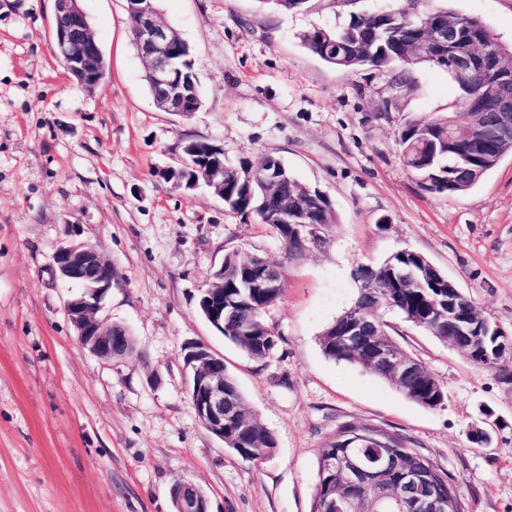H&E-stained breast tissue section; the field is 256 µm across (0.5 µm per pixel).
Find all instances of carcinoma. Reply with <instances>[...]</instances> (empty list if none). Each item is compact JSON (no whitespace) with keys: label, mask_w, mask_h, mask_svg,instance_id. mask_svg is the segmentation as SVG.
<instances>
[{"label":"carcinoma","mask_w":512,"mask_h":512,"mask_svg":"<svg viewBox=\"0 0 512 512\" xmlns=\"http://www.w3.org/2000/svg\"><path fill=\"white\" fill-rule=\"evenodd\" d=\"M416 0H397L392 8L394 15L380 13H349V21L342 28H314L303 35L305 47L328 65L344 71L372 68L389 76L392 89L413 87L414 69L424 63L445 66L447 62L433 56L415 55V44L422 34L452 19L468 32L476 31L481 21L475 17L459 15L449 10H436L423 16L415 14ZM178 65L188 85H195V60L190 49H185ZM459 127L452 117L444 116L431 121L410 120L401 128L398 137L403 164L417 180H423L431 170L442 174L448 171L451 156L458 153L462 143H448V126ZM276 161L268 155L254 164L242 160L237 164L224 163V207L242 217H253L261 222L265 209V187L258 180L266 165ZM475 186L474 181L450 187L435 184L425 187L432 193L450 195L464 193ZM244 259L236 252L224 255V296L233 297L240 306L233 312L224 313V337L254 359L264 360L275 351L278 337L272 335L265 320V312L279 301L282 289L251 286L242 267ZM406 272L426 269V258L415 251L402 250L392 254L376 268L377 287L362 283L360 295L372 291L382 304L381 312L400 316L405 322H422L421 329L446 341L453 330L448 321V288H436L427 279L422 286H416L411 279L403 282L394 279L393 268ZM349 310L336 318L320 337L323 353L330 359L350 364L365 365V358L344 351L335 345L336 332L353 317ZM498 337L488 332L476 333L468 340V356L472 363L483 370L495 371L512 376V354L498 356L493 353ZM415 373L408 377L400 391L413 402L436 407L445 399V392L432 372L419 360H414ZM412 441L403 434L374 425L341 424L336 432L320 449L318 455V483L311 512H324L328 497L343 489L342 473L331 468V461L341 462L346 457L358 455L364 463L374 468L379 455L393 459L395 469L389 475V482H398V475L409 466L423 470L425 488L437 491V487L448 484L449 473L435 465L420 450L411 447ZM275 448L273 436L257 423H252L248 433L241 436V447L233 449L245 460L269 456ZM349 492L357 499L363 512H413L412 501L381 499L375 485L351 488Z\"/></svg>","instance_id":"carcinoma-1"}]
</instances>
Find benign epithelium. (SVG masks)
Here are the masks:
<instances>
[{"label": "benign epithelium", "mask_w": 512, "mask_h": 512, "mask_svg": "<svg viewBox=\"0 0 512 512\" xmlns=\"http://www.w3.org/2000/svg\"><path fill=\"white\" fill-rule=\"evenodd\" d=\"M132 19V38L144 65V78L153 92V103L167 112L188 117L199 109L182 92L183 78L176 66V57L183 50L180 37L165 24L153 5V0H126ZM54 49L64 61L70 75L85 88L93 90L106 76L101 47L78 0H55ZM491 35L463 38L452 22L436 28L430 47L448 49L445 59L461 86L471 90L464 107L469 116L464 126L470 154L485 162L496 160L495 144L512 142V65L490 46ZM482 76L487 87L475 84ZM209 155L204 186L219 198H224V149L203 140ZM295 179L288 176L284 165L266 173L269 194L288 197V188ZM272 224H286L288 243L316 245L322 240L324 225L314 220V212L302 208L288 212L282 208L269 217ZM55 270L66 281L80 288L65 304L68 319L76 331L79 343L92 355L110 361L127 355L133 342L129 330L100 316L104 294L118 281L117 271L99 247L89 241L69 242L53 253ZM259 277L254 283L273 287L278 283L277 266L265 262L258 266ZM199 307L204 317L218 330H224V269L214 273V281L204 291ZM375 321L356 317L351 331L342 335L341 345L353 349L360 336H379ZM371 360L384 369L394 383L405 380L412 371V362L398 348L374 344L369 350ZM186 369L190 376V400L196 417L204 428L231 446L234 441L224 438V421L237 418L238 409L224 392V358L205 347H187ZM175 512H209L205 493L195 484L179 480L171 488Z\"/></svg>", "instance_id": "7a95c632"}]
</instances>
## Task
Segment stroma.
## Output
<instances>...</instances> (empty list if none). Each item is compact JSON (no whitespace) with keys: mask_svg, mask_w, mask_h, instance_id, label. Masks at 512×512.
<instances>
[{"mask_svg":"<svg viewBox=\"0 0 512 512\" xmlns=\"http://www.w3.org/2000/svg\"><path fill=\"white\" fill-rule=\"evenodd\" d=\"M393 5L308 0L287 12L270 0H159L196 60L202 105L184 118L152 102L126 0H81L109 66L92 92L54 53L55 0H0V512H173L178 480L199 486L210 512H310L319 451L345 422L411 438L451 473L466 512H512V378L398 322L395 341L446 393L428 408L319 343L356 302L360 270L401 250L426 256L512 337V153L465 193L423 190L398 134L414 119L465 121L446 68L417 67L414 90L386 112L387 77L335 69L302 43L312 28L343 26L350 10ZM418 9L479 18L512 48V0ZM185 139L223 146L229 162L278 158L330 201L337 221L324 244L288 259L273 225L228 213L206 188L157 178ZM73 228L118 273L102 314L130 330V356L96 358L66 315L72 288L52 255ZM232 251L282 273L265 315L280 341L262 361L198 310ZM191 343L223 357L275 437L264 461L243 460L198 421Z\"/></svg>","mask_w":512,"mask_h":512,"instance_id":"stroma-1","label":"stroma"}]
</instances>
